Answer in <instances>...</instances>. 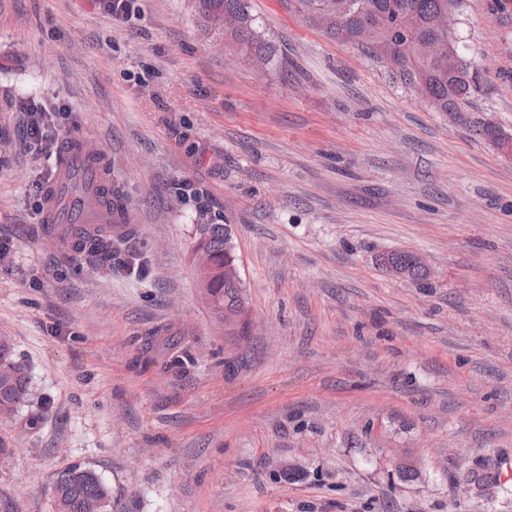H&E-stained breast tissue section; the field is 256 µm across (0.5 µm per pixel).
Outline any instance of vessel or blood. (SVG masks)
<instances>
[{"label":"vessel or blood","mask_w":512,"mask_h":512,"mask_svg":"<svg viewBox=\"0 0 512 512\" xmlns=\"http://www.w3.org/2000/svg\"><path fill=\"white\" fill-rule=\"evenodd\" d=\"M77 173L84 181V190L78 196L70 191L71 181ZM111 185L112 181L104 173L101 163L85 151L80 138L75 135L66 137L43 213V236L59 237L61 229L66 226L87 230L95 223L105 225L112 222L111 209L98 202Z\"/></svg>","instance_id":"b4317fda"}]
</instances>
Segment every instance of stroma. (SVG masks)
Listing matches in <instances>:
<instances>
[{"instance_id":"1","label":"stroma","mask_w":512,"mask_h":512,"mask_svg":"<svg viewBox=\"0 0 512 512\" xmlns=\"http://www.w3.org/2000/svg\"><path fill=\"white\" fill-rule=\"evenodd\" d=\"M248 3L263 69L194 0H0V336L33 388L0 421V512H53L68 464L139 512H486L489 487L512 512V158L282 0ZM451 23L470 111L512 133V0ZM71 132L123 186L134 258L42 241ZM199 224L232 229L233 346ZM398 249L427 280L385 271Z\"/></svg>"}]
</instances>
